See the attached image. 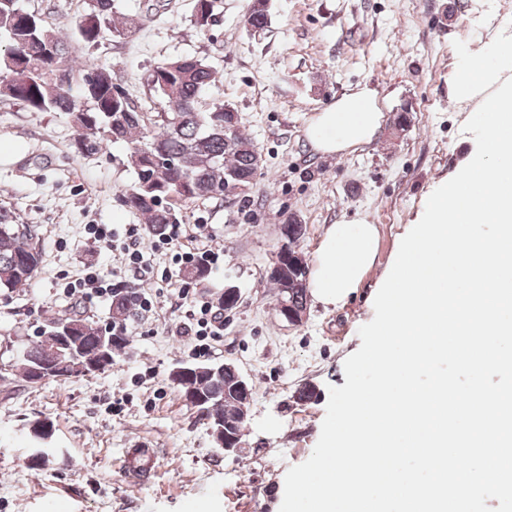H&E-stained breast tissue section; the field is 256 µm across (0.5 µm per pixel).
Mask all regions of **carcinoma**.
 <instances>
[{"label": "carcinoma", "instance_id": "carcinoma-1", "mask_svg": "<svg viewBox=\"0 0 512 512\" xmlns=\"http://www.w3.org/2000/svg\"><path fill=\"white\" fill-rule=\"evenodd\" d=\"M215 0H195L194 25L202 32L211 24ZM269 0H253L245 26L260 33L269 27ZM142 20L118 15L114 0H85L75 37L86 47L103 39H127ZM0 97L21 101L41 112H65L78 130L76 150L95 154L105 141L127 145L136 182L122 203L160 232L178 223L177 209L198 200L233 197L244 200L258 175L256 144L238 124L234 109L226 104L205 107L202 93L216 81V72L195 57H178L157 63L148 78L159 95L163 111L141 112L113 82L112 72L95 63H78L58 28L19 6V0H0ZM41 259L34 227L20 222L17 213L0 207V290L14 291L38 273ZM307 263L295 260L288 268V299L297 305L307 299ZM70 326L83 356L96 350L104 332L77 315L49 322L24 348L19 372L31 382L30 366L52 357V347L41 336ZM202 372L190 379L173 380L180 390L190 385L204 395L225 400L224 388L234 377L200 364Z\"/></svg>", "mask_w": 512, "mask_h": 512}]
</instances>
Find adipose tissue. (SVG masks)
<instances>
[{
	"mask_svg": "<svg viewBox=\"0 0 512 512\" xmlns=\"http://www.w3.org/2000/svg\"><path fill=\"white\" fill-rule=\"evenodd\" d=\"M382 120L375 92L364 88L319 112L307 128V137L315 150L340 154L371 142ZM377 248L376 225H330L319 244L311 275L313 298L325 304L346 300L373 266Z\"/></svg>",
	"mask_w": 512,
	"mask_h": 512,
	"instance_id": "adipose-tissue-1",
	"label": "adipose tissue"
}]
</instances>
